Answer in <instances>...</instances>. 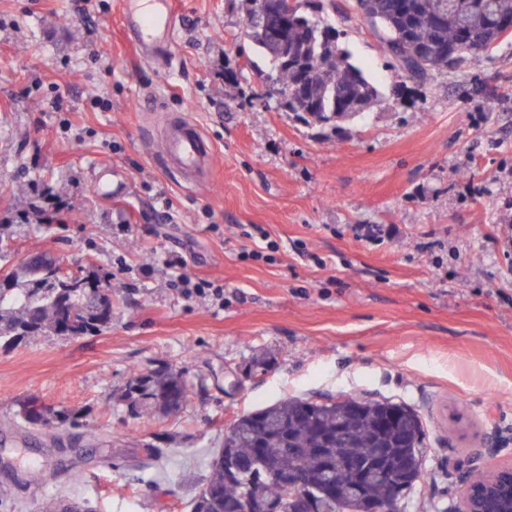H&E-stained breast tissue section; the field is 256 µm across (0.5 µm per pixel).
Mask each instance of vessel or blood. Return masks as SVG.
<instances>
[{
	"label": "vessel or blood",
	"instance_id": "vessel-or-blood-1",
	"mask_svg": "<svg viewBox=\"0 0 512 512\" xmlns=\"http://www.w3.org/2000/svg\"><path fill=\"white\" fill-rule=\"evenodd\" d=\"M121 19L124 36L140 57L166 66L172 63L176 43L172 0H121ZM213 155L196 122L184 116L170 120L158 152L164 167L187 180L211 162Z\"/></svg>",
	"mask_w": 512,
	"mask_h": 512
}]
</instances>
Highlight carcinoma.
Returning <instances> with one entry per match:
<instances>
[{
    "instance_id": "1",
    "label": "carcinoma",
    "mask_w": 512,
    "mask_h": 512,
    "mask_svg": "<svg viewBox=\"0 0 512 512\" xmlns=\"http://www.w3.org/2000/svg\"><path fill=\"white\" fill-rule=\"evenodd\" d=\"M240 2L248 18L241 36L267 60L268 78L292 89L286 111L305 123H326L381 105V91L339 44L336 27L294 3L286 62L277 56L273 35L252 22L266 0ZM354 6L396 66L411 76L442 70L474 45L489 48L506 36L501 23H512V0H354ZM57 264L56 258L41 256L10 274L9 287L0 288V340L80 337L111 324L112 277L60 273L49 280L38 274ZM190 394L183 374L165 367L133 370L124 397L133 414L164 415L181 410ZM19 417L33 428L79 427L76 415L64 407L42 415L24 403ZM425 439L423 419L405 403L362 396L284 397L238 416L224 432L190 512H370L392 503L397 504L393 512H403L416 482L379 465L375 450L386 448L420 469ZM291 474L309 486L307 497L294 504L286 503L282 483Z\"/></svg>"
}]
</instances>
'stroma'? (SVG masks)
Here are the masks:
<instances>
[{"label":"stroma","instance_id":"35a3bbf8","mask_svg":"<svg viewBox=\"0 0 512 512\" xmlns=\"http://www.w3.org/2000/svg\"><path fill=\"white\" fill-rule=\"evenodd\" d=\"M300 8L336 26L381 106L323 124L279 109L239 0H177L164 70L124 38L118 0H0V218L37 185L71 205L60 223L11 225L0 276L50 254L116 284L102 333L0 345V512L59 493L95 512H189L225 429L287 396L418 410L426 458L407 512L459 504L475 449L481 468L512 464V34L417 81L353 0ZM171 114L214 145L199 186L156 158ZM154 206L172 222L149 220ZM243 224L267 231V259H248ZM170 251L223 285V304L143 275ZM163 363L190 400L132 415L133 369ZM32 398L93 439L25 426ZM158 434L167 460L140 466Z\"/></svg>","mask_w":512,"mask_h":512}]
</instances>
